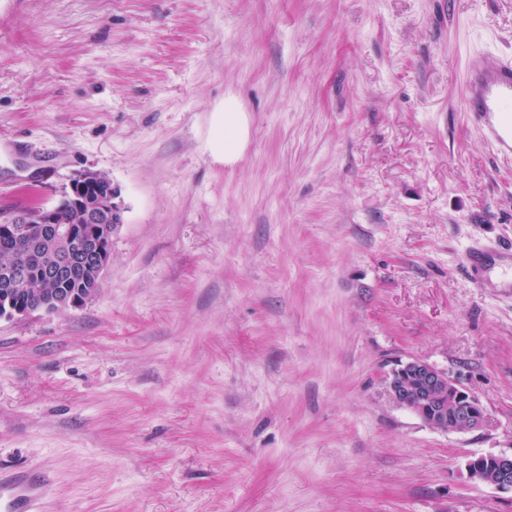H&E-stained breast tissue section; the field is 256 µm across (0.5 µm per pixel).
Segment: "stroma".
Masks as SVG:
<instances>
[{
  "mask_svg": "<svg viewBox=\"0 0 512 512\" xmlns=\"http://www.w3.org/2000/svg\"><path fill=\"white\" fill-rule=\"evenodd\" d=\"M512 0H0V209L108 176L95 297L0 319V470L46 512H512V161L462 109ZM250 136L208 143L225 94ZM431 363L487 425L391 399ZM490 467H485V461ZM469 480L475 485H491L500 491L512 493V452L471 456L466 462Z\"/></svg>",
  "mask_w": 512,
  "mask_h": 512,
  "instance_id": "obj_1",
  "label": "stroma"
}]
</instances>
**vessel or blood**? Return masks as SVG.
<instances>
[{
	"instance_id": "1",
	"label": "vessel or blood",
	"mask_w": 512,
	"mask_h": 512,
	"mask_svg": "<svg viewBox=\"0 0 512 512\" xmlns=\"http://www.w3.org/2000/svg\"><path fill=\"white\" fill-rule=\"evenodd\" d=\"M462 109L497 152L512 160V58L471 56ZM45 484L21 472L0 477V512H38Z\"/></svg>"
}]
</instances>
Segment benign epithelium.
<instances>
[{
  "label": "benign epithelium",
  "mask_w": 512,
  "mask_h": 512,
  "mask_svg": "<svg viewBox=\"0 0 512 512\" xmlns=\"http://www.w3.org/2000/svg\"><path fill=\"white\" fill-rule=\"evenodd\" d=\"M112 182L96 172L74 175L63 198L0 214V234L22 240L30 250L4 267L0 316L7 319L34 312L59 313L85 304L97 293L110 262L112 232L121 223ZM44 285L38 303L22 301ZM392 400L428 425L458 432L479 430L488 417L480 401L460 382L436 366L410 360L392 371ZM469 480L512 492V452L472 456Z\"/></svg>",
  "instance_id": "7a95c632"
}]
</instances>
